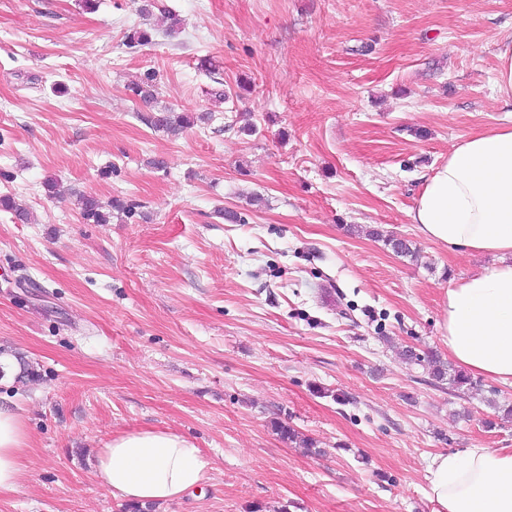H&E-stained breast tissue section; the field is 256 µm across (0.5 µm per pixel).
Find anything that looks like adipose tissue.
I'll use <instances>...</instances> for the list:
<instances>
[{"mask_svg": "<svg viewBox=\"0 0 512 512\" xmlns=\"http://www.w3.org/2000/svg\"><path fill=\"white\" fill-rule=\"evenodd\" d=\"M408 216L429 241L491 256L490 265L448 288L441 328L457 365L512 386V122L453 146L426 175ZM26 449L23 417L0 408V493L22 485ZM206 467L186 437L136 430L101 448L95 475L113 498L145 506L197 488ZM427 479L433 512H512V448L436 454Z\"/></svg>", "mask_w": 512, "mask_h": 512, "instance_id": "adipose-tissue-1", "label": "adipose tissue"}]
</instances>
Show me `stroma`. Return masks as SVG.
<instances>
[{"instance_id": "stroma-1", "label": "stroma", "mask_w": 512, "mask_h": 512, "mask_svg": "<svg viewBox=\"0 0 512 512\" xmlns=\"http://www.w3.org/2000/svg\"><path fill=\"white\" fill-rule=\"evenodd\" d=\"M157 3L175 31L138 0H0V191L32 214L0 213V359L34 374L0 384L30 469L0 512H128L94 463L137 429L208 463L152 512H432V455L512 448V387L463 393L403 359L455 370L441 300L490 262L408 212L453 145L512 120L495 91L512 0ZM149 68L153 108L210 120L143 125L126 86ZM83 194L140 208L88 224Z\"/></svg>"}]
</instances>
